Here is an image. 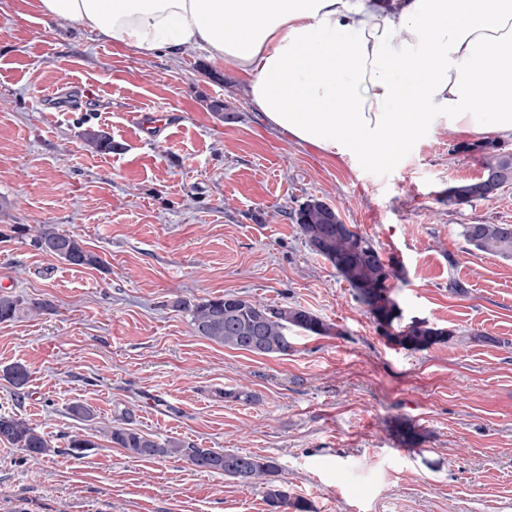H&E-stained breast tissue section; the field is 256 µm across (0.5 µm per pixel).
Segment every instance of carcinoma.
I'll use <instances>...</instances> for the list:
<instances>
[{"instance_id":"1","label":"carcinoma","mask_w":512,"mask_h":512,"mask_svg":"<svg viewBox=\"0 0 512 512\" xmlns=\"http://www.w3.org/2000/svg\"><path fill=\"white\" fill-rule=\"evenodd\" d=\"M85 144L98 151L112 150L111 138L102 131L84 134ZM484 156L483 179L506 172L512 177V152H504L487 143ZM476 181L458 182L448 188V205L461 206L479 202L475 196ZM296 224L310 251L329 260L355 291V297L377 325L379 316L391 314L398 308L391 297L390 280L393 272L378 250L364 236L346 232L338 236L328 233L320 236L315 229L324 228L341 220L338 212L327 203L309 199L295 214ZM460 236L475 250L505 259H512V224H463ZM35 249L57 257L70 265L101 268L103 259L88 250L75 235L61 233L45 225L31 239ZM50 307L46 301L25 302L18 295L0 294V322L16 319L24 312H40ZM176 307L189 316L195 335L215 344L245 350L261 356H286L294 351L288 333L326 335L330 326L317 315L301 307L261 304L233 294L179 301ZM452 332L435 328L425 321H413L398 331L395 340L413 349H426L445 343ZM11 385L20 390L30 379L29 370L13 365L4 370ZM110 442L124 449L134 458H180L200 472L219 473L244 483L264 485V500L269 512H309L307 504L294 498L276 476L279 465L273 458L246 453H220L211 448H199L177 440H157L141 431L113 425L107 432ZM0 441H5L27 453L31 458L52 452L49 440L25 419L0 414Z\"/></svg>"}]
</instances>
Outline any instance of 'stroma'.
Returning a JSON list of instances; mask_svg holds the SVG:
<instances>
[{
    "instance_id": "stroma-1",
    "label": "stroma",
    "mask_w": 512,
    "mask_h": 512,
    "mask_svg": "<svg viewBox=\"0 0 512 512\" xmlns=\"http://www.w3.org/2000/svg\"><path fill=\"white\" fill-rule=\"evenodd\" d=\"M89 130L111 151L88 150ZM464 141L440 120L401 154L334 159L266 127L229 65L144 58L38 0H0V293L52 304L0 323V414L53 448L34 460L0 442V512H268L262 487L128 456L75 402L160 440L274 458L310 512H512V259L459 234L512 224V185L449 205L450 185L483 172ZM310 198L394 268L402 324L447 343L382 334L306 246L294 214ZM18 224L78 235L105 266L43 254ZM224 294L301 306L331 331L294 335L281 357L195 336L177 301ZM17 363L19 391L3 375ZM239 387L255 401L215 395ZM404 426L421 440L403 443ZM72 435L92 448L68 454ZM386 330L392 331V326H387ZM386 331V336L394 338L399 344L416 349H426L434 344L445 343L450 336L451 331L443 328H435L429 326L425 321H412L408 326H404L403 330L398 331V336H391Z\"/></svg>"
}]
</instances>
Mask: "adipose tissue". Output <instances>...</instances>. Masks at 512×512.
Here are the masks:
<instances>
[{"label": "adipose tissue", "instance_id": "obj_1", "mask_svg": "<svg viewBox=\"0 0 512 512\" xmlns=\"http://www.w3.org/2000/svg\"><path fill=\"white\" fill-rule=\"evenodd\" d=\"M148 57L248 79L270 128L331 157L402 153L437 120L512 140V0H38Z\"/></svg>", "mask_w": 512, "mask_h": 512}]
</instances>
